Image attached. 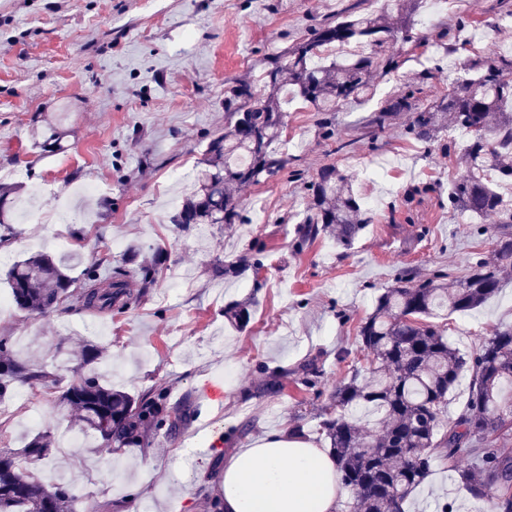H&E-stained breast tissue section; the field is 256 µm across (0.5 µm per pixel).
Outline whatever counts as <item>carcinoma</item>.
Segmentation results:
<instances>
[{
    "instance_id": "carcinoma-1",
    "label": "carcinoma",
    "mask_w": 512,
    "mask_h": 512,
    "mask_svg": "<svg viewBox=\"0 0 512 512\" xmlns=\"http://www.w3.org/2000/svg\"><path fill=\"white\" fill-rule=\"evenodd\" d=\"M422 0H391L378 18L346 9L306 31L264 63L265 93L244 77L224 96V133L206 149L207 167L196 178V188L183 199L171 221L179 226L222 224L231 229L242 223V201L236 189L260 183L288 166V156L275 144L287 126L280 94L288 86L296 95L324 113L323 137L341 152L349 143L336 138L335 112L363 105L371 80L398 68L397 45L424 42L415 36L414 15ZM363 44L367 51L342 63H324L325 51L336 46ZM428 74L419 84L390 98L369 120L372 133L388 125L395 112L411 114L406 134L432 141L447 129L467 135L448 201L455 210L472 216L495 215L512 224V209L497 190L512 183V55L477 56L465 76L447 93L425 104L419 97ZM307 214L296 230L297 247L334 232L336 242L349 248L367 224L362 198L352 176L325 165L307 183ZM9 192L0 191V247L14 237L5 222ZM492 261L471 262L465 278L445 281L437 275L414 283L386 288L373 310L357 327L358 349L367 366L355 367L348 381L336 386L323 410L321 428L330 440L342 484L351 493L349 512H402L401 507L420 487L437 460L457 473L470 495L496 512L500 498L512 496V403L501 391L512 385V325L496 329L493 337L471 354L448 341L445 330L433 322L435 310L469 312L483 305L512 270V233L504 229L495 243ZM103 260L85 267L83 278L68 274L63 257L35 254L15 262L7 282L15 307L32 316H47L64 307L97 311L129 307L125 271L100 274ZM262 265L255 258H238L221 271L235 277ZM224 315L238 326L247 324L249 306L231 303ZM99 351L81 350L76 377L64 387L42 367L20 361L9 336H0V399L15 383L59 390L58 400L70 412L71 426L91 433L111 451L141 448L149 429L175 431L182 422L163 393L149 390L137 397L102 383L82 368ZM470 374L469 399L450 423L441 416L448 395L464 373ZM374 412L370 429L359 427L353 412ZM53 451L51 433H36L17 452L0 450V512H76L73 489L62 483L48 486L35 466ZM465 456L468 464L457 466Z\"/></svg>"
}]
</instances>
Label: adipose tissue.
Masks as SVG:
<instances>
[{
    "label": "adipose tissue",
    "instance_id": "ef3b65f1",
    "mask_svg": "<svg viewBox=\"0 0 512 512\" xmlns=\"http://www.w3.org/2000/svg\"><path fill=\"white\" fill-rule=\"evenodd\" d=\"M343 494L328 450L271 432L224 459V512H336Z\"/></svg>",
    "mask_w": 512,
    "mask_h": 512
}]
</instances>
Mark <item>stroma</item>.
<instances>
[{
  "label": "stroma",
  "mask_w": 512,
  "mask_h": 512,
  "mask_svg": "<svg viewBox=\"0 0 512 512\" xmlns=\"http://www.w3.org/2000/svg\"><path fill=\"white\" fill-rule=\"evenodd\" d=\"M424 30L425 43L400 47V67L374 81L359 109L336 115V135L348 141L334 154L322 137L320 113L297 96L285 105L287 172L241 191L245 223L233 229L171 224L174 204L193 189L209 140L224 131V93L235 79L260 81L264 57L284 49L308 28L357 5L380 13L385 0H0V171L22 202L38 214L9 218L16 232L0 248V295L6 274L23 257L72 256L81 278L95 259L120 265L113 241L163 250L154 285L126 279L137 301L109 312L33 318L0 308V336H11L20 358L59 376L73 364L58 348L90 344L103 355L93 364L106 383L132 395L165 392L183 414L175 433L153 431L144 447L119 453L97 447L72 451L68 412L55 394L16 384L15 396L36 395L40 428L56 443L42 467L46 483L70 484L79 512H138L148 503L179 501L181 512H210L204 485L224 468V452L270 430H296L320 447L319 414L346 377L339 349L356 347L355 327L376 296L404 275L423 280L439 272L464 275L477 257H492L497 217L452 210L448 190L467 137L442 133L420 143L406 134L410 115L396 114L383 132L367 123L381 101L432 79L425 98L448 92V59L512 49V0H447ZM67 128L62 148L42 152L37 132L52 121ZM333 164L354 178L369 222L351 248L322 236L296 247L295 228L307 210L306 184ZM97 181L96 194H65L67 185ZM261 253L263 266L246 278L216 275L218 264ZM249 304L251 320L237 329L225 305ZM449 341L469 353L497 328L512 325V275L498 293L469 313L442 314ZM316 369L315 383L303 376ZM278 379L281 390L266 384ZM224 386V402L202 398L205 380ZM23 411L0 415V448L20 449L34 435ZM145 483V499L129 498ZM406 512H488L443 463L412 494Z\"/></svg>",
  "instance_id": "stroma-1"
}]
</instances>
